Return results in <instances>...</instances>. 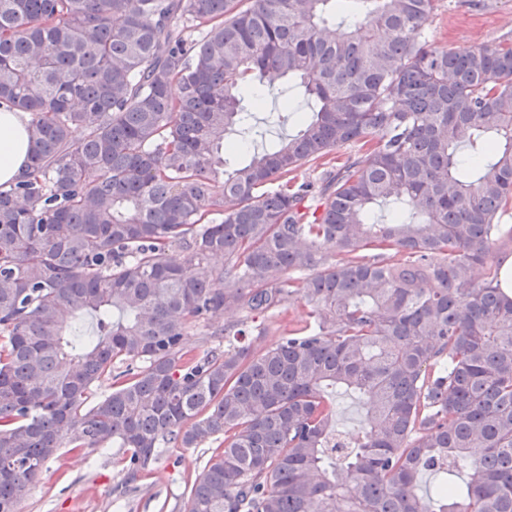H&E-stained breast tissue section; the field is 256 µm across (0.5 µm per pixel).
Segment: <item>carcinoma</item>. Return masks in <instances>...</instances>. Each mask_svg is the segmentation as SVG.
I'll use <instances>...</instances> for the list:
<instances>
[{
  "label": "carcinoma",
  "mask_w": 512,
  "mask_h": 512,
  "mask_svg": "<svg viewBox=\"0 0 512 512\" xmlns=\"http://www.w3.org/2000/svg\"><path fill=\"white\" fill-rule=\"evenodd\" d=\"M437 2L0 0L31 145L0 189V512L71 433L124 449L134 489L162 446L222 440L181 512H512V36L440 47ZM267 73L313 118L226 170ZM290 299L305 327L230 343ZM336 423L344 431H356L362 418L359 399L350 393L336 395Z\"/></svg>",
  "instance_id": "1"
}]
</instances>
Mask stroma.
<instances>
[{
  "mask_svg": "<svg viewBox=\"0 0 512 512\" xmlns=\"http://www.w3.org/2000/svg\"><path fill=\"white\" fill-rule=\"evenodd\" d=\"M512 34V0H438L429 27L431 39L448 49H465ZM265 87L284 90L291 113L267 99L238 140L244 150L228 159L229 166L245 164L254 150L273 146L280 135L296 133L309 115L302 88L284 79H265ZM305 318L301 302L289 300L282 312L248 320L251 331L261 333V346L276 344L283 328ZM214 451L213 444L198 448L165 446L155 465L151 483L123 489L124 474L116 447L77 454L61 447L39 481L18 503V512H179L187 478L200 474Z\"/></svg>",
  "mask_w": 512,
  "mask_h": 512,
  "instance_id": "stroma-1",
  "label": "stroma"
}]
</instances>
